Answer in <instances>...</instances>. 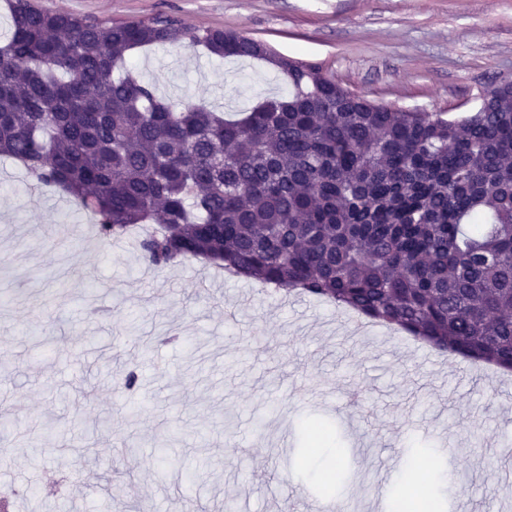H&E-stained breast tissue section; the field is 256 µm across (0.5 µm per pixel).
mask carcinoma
I'll use <instances>...</instances> for the list:
<instances>
[{
	"label": "carcinoma",
	"instance_id": "1",
	"mask_svg": "<svg viewBox=\"0 0 512 512\" xmlns=\"http://www.w3.org/2000/svg\"><path fill=\"white\" fill-rule=\"evenodd\" d=\"M7 4L0 156L99 239L153 226L136 250L156 269L203 258L512 371V82L460 116L403 111L241 32ZM152 47L264 60L288 92L234 120L173 105L115 76Z\"/></svg>",
	"mask_w": 512,
	"mask_h": 512
}]
</instances>
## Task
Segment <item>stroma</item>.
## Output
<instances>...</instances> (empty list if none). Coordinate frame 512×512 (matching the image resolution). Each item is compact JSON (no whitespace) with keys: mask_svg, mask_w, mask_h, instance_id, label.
<instances>
[{"mask_svg":"<svg viewBox=\"0 0 512 512\" xmlns=\"http://www.w3.org/2000/svg\"><path fill=\"white\" fill-rule=\"evenodd\" d=\"M35 2L236 30L402 110L459 115L512 80V0ZM128 65L163 98L230 115L285 89L265 62L202 51L141 50ZM0 351V407L24 437L0 467L16 512H379L381 488L414 500L443 467L457 484L442 512H512L494 461L512 441L499 371L377 324L354 336L333 303L195 259L154 269L3 157ZM330 468L342 480L327 493Z\"/></svg>","mask_w":512,"mask_h":512,"instance_id":"35a3bbf8","label":"stroma"}]
</instances>
